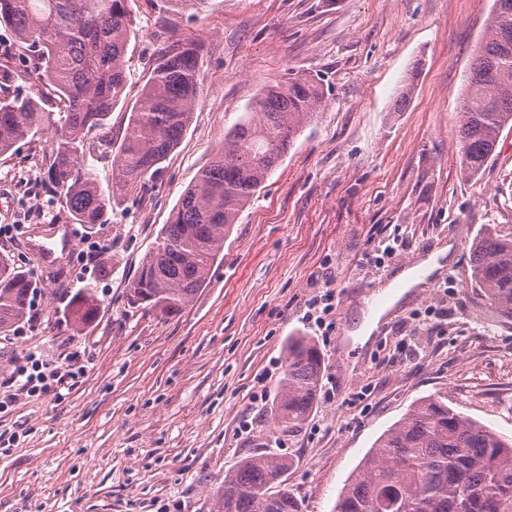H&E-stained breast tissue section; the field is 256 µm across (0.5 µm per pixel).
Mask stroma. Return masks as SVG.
<instances>
[{
    "label": "stroma",
    "mask_w": 512,
    "mask_h": 512,
    "mask_svg": "<svg viewBox=\"0 0 512 512\" xmlns=\"http://www.w3.org/2000/svg\"><path fill=\"white\" fill-rule=\"evenodd\" d=\"M494 0H208L194 14L131 0L129 99L176 41L203 47L204 84L179 146L105 224L66 221L47 178L50 132L0 157V253L34 277V330L0 335V382L36 354L80 352L83 376L61 396H18L0 412V512H215L226 471L268 431L257 375L275 393L289 337H309L325 372L296 431L271 441L292 461L303 512H333L377 439L423 397L512 438V321L470 278L485 225H512V130L479 178L460 170L461 95ZM322 79L324 98L224 240V258L181 313L131 307L126 292L184 189L224 132L287 71ZM413 84L411 100L395 99ZM88 162L112 181V144ZM398 237L393 257L379 246ZM100 246L86 264L88 244ZM54 249L55 263L40 259ZM433 283L396 277L442 247ZM90 287L96 319L75 331L72 297ZM384 303L365 305L368 292ZM330 295L333 325L303 315ZM370 336H361L367 320ZM248 432H240L242 422Z\"/></svg>",
    "instance_id": "35a3bbf8"
}]
</instances>
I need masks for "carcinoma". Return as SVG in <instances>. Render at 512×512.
I'll return each mask as SVG.
<instances>
[{
	"instance_id": "1",
	"label": "carcinoma",
	"mask_w": 512,
	"mask_h": 512,
	"mask_svg": "<svg viewBox=\"0 0 512 512\" xmlns=\"http://www.w3.org/2000/svg\"><path fill=\"white\" fill-rule=\"evenodd\" d=\"M33 61L32 94L0 96V156L54 128L49 182L66 219L105 224L127 192L144 188L181 143L202 85L199 43L179 42L154 65L112 152V187L105 191L81 158L89 134L107 137L112 110L126 102L129 0H0V24ZM323 99L320 82L290 73L266 86L255 107L224 133V146L180 196L155 246L130 282L128 302L163 314L187 307L224 257L237 216L279 165ZM458 129L461 166L481 174L501 133L512 129V0H494L465 95ZM471 278L498 313L512 320V227L489 224L475 237ZM31 282L0 254V333L22 320ZM76 331L100 301L85 289L72 299ZM324 373V357L306 337L288 341L268 434L294 432L308 418ZM292 460L250 455L224 473L218 512H302L285 475ZM334 512H512V439L448 407L421 399L381 437L350 478Z\"/></svg>"
}]
</instances>
